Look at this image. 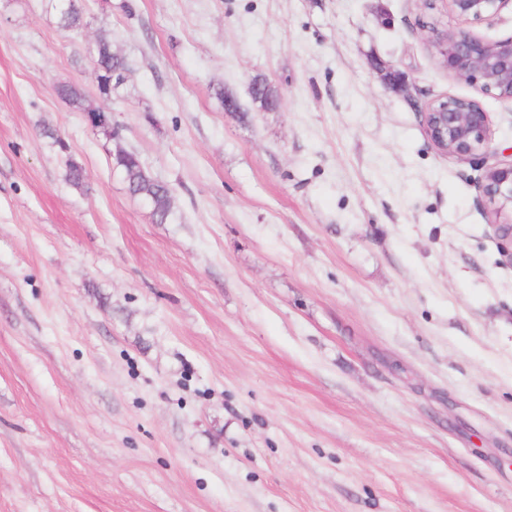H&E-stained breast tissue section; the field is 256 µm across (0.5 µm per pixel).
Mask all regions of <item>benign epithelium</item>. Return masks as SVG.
I'll return each instance as SVG.
<instances>
[{
	"label": "benign epithelium",
	"instance_id": "7a95c632",
	"mask_svg": "<svg viewBox=\"0 0 512 512\" xmlns=\"http://www.w3.org/2000/svg\"><path fill=\"white\" fill-rule=\"evenodd\" d=\"M512 0H445L448 10L464 23H478L496 15ZM432 45L448 74L481 93L512 98V38L480 39L466 29L433 32ZM433 147L441 154L466 159L490 149L489 115L471 98L439 96L421 113ZM482 193L495 216L512 214V154L487 167Z\"/></svg>",
	"mask_w": 512,
	"mask_h": 512
}]
</instances>
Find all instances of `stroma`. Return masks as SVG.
Masks as SVG:
<instances>
[{"label":"stroma","instance_id":"obj_1","mask_svg":"<svg viewBox=\"0 0 512 512\" xmlns=\"http://www.w3.org/2000/svg\"><path fill=\"white\" fill-rule=\"evenodd\" d=\"M84 6L71 37L0 0V512H512V262L480 190L512 99L448 74L443 0ZM102 33L131 66L108 99ZM445 95L488 112L490 152L431 145ZM114 166L122 174L128 192L152 209V215L157 223L164 224L173 218L171 189L148 172L135 151H117Z\"/></svg>","mask_w":512,"mask_h":512}]
</instances>
